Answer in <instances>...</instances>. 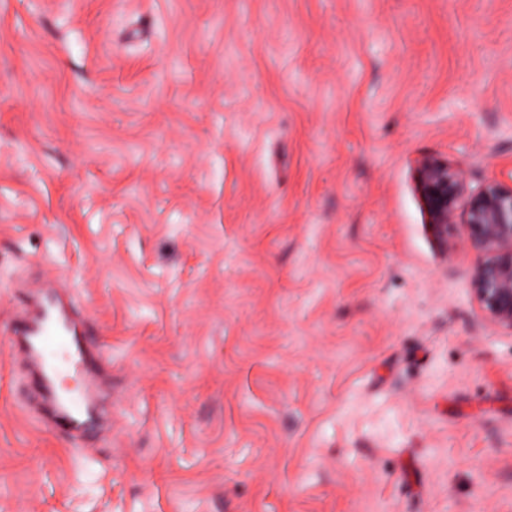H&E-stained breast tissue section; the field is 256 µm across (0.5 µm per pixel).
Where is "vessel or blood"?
<instances>
[{
  "mask_svg": "<svg viewBox=\"0 0 512 512\" xmlns=\"http://www.w3.org/2000/svg\"><path fill=\"white\" fill-rule=\"evenodd\" d=\"M6 344L30 372V384L44 418L74 437L92 429L100 411L91 391L67 395L62 374L80 379L98 368L92 333L64 300L60 287L38 289L21 305Z\"/></svg>",
  "mask_w": 512,
  "mask_h": 512,
  "instance_id": "obj_1",
  "label": "vessel or blood"
}]
</instances>
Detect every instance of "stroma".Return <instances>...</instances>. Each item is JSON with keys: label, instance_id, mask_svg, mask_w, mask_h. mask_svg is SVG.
<instances>
[{"label": "stroma", "instance_id": "stroma-1", "mask_svg": "<svg viewBox=\"0 0 512 512\" xmlns=\"http://www.w3.org/2000/svg\"><path fill=\"white\" fill-rule=\"evenodd\" d=\"M425 160L512 186V0H0V329L102 345L87 446L0 348V512H512V335ZM463 170L425 162L419 170V188L429 216V228L440 245L448 243V224H456L459 203L468 192Z\"/></svg>", "mask_w": 512, "mask_h": 512}]
</instances>
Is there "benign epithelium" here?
I'll return each instance as SVG.
<instances>
[{"label":"benign epithelium","instance_id":"obj_1","mask_svg":"<svg viewBox=\"0 0 512 512\" xmlns=\"http://www.w3.org/2000/svg\"><path fill=\"white\" fill-rule=\"evenodd\" d=\"M419 188L431 233L443 246L466 200V241L484 254L473 273L472 295L490 323L512 333V188L489 181L470 191L464 171L430 161L419 170Z\"/></svg>","mask_w":512,"mask_h":512}]
</instances>
